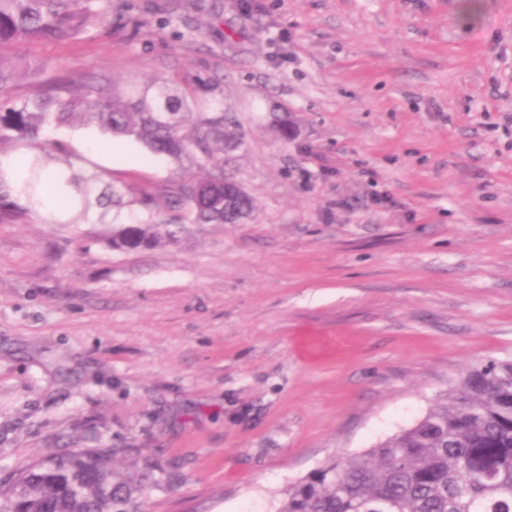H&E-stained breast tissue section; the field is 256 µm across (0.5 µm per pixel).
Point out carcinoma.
Wrapping results in <instances>:
<instances>
[{"instance_id":"1","label":"carcinoma","mask_w":512,"mask_h":512,"mask_svg":"<svg viewBox=\"0 0 512 512\" xmlns=\"http://www.w3.org/2000/svg\"><path fill=\"white\" fill-rule=\"evenodd\" d=\"M98 0H0V148L20 153L17 167L0 169V224H84L91 209L98 223L127 211L118 236L154 244L157 224H241L254 202L234 192L241 181L226 143L240 149L244 136L235 110L224 103L218 79L187 80L158 75L123 89L106 77L88 76L71 93L61 66L33 59L18 65L12 51L23 44L71 43L96 18L108 26ZM36 90L12 98L20 72ZM95 124L112 137L132 138L147 161H173L183 168L155 190L114 182L69 142L51 135L62 127ZM94 484L109 478L107 499L78 498L73 468ZM157 464L144 462L139 487L157 481ZM36 481L51 490L38 508L19 501L14 484ZM0 512H142L134 489L114 479L112 449L82 448L18 468L0 484ZM276 512H512V360L470 365L457 384L413 426L362 455L331 457L288 485Z\"/></svg>"}]
</instances>
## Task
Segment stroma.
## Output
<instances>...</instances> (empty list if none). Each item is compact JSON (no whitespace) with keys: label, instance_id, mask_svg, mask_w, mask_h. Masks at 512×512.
Returning a JSON list of instances; mask_svg holds the SVG:
<instances>
[{"label":"stroma","instance_id":"obj_1","mask_svg":"<svg viewBox=\"0 0 512 512\" xmlns=\"http://www.w3.org/2000/svg\"><path fill=\"white\" fill-rule=\"evenodd\" d=\"M462 2L99 0L111 31L20 47L76 81L223 77L255 212L128 252L109 224H0V480L107 446L118 478L162 467L145 512H275L512 359V0Z\"/></svg>","mask_w":512,"mask_h":512}]
</instances>
